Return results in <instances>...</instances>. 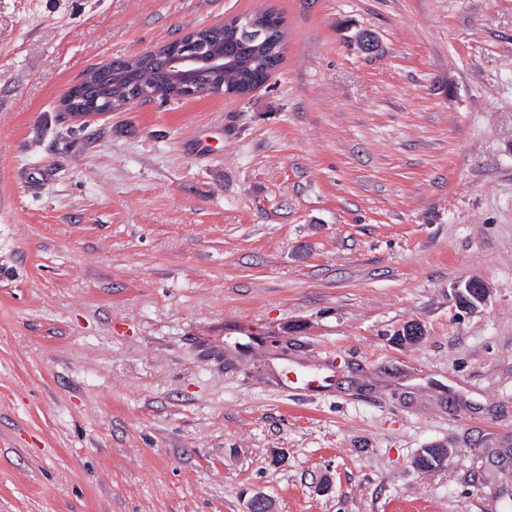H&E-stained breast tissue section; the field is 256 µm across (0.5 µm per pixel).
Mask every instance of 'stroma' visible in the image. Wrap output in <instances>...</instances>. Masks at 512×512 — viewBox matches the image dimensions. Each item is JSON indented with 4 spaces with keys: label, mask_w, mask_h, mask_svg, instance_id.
Here are the masks:
<instances>
[{
    "label": "stroma",
    "mask_w": 512,
    "mask_h": 512,
    "mask_svg": "<svg viewBox=\"0 0 512 512\" xmlns=\"http://www.w3.org/2000/svg\"><path fill=\"white\" fill-rule=\"evenodd\" d=\"M260 10L249 94L62 115ZM494 448L512 0H0V512H512ZM177 49L178 43L174 41L150 54H139L132 58L113 60L101 69L92 68L86 72L80 92L84 98L89 100L103 96L110 97L116 107L123 104L129 89L133 86L150 88L164 86L166 100L190 98L181 90L171 88V82L167 79L166 65ZM109 73H112V81L105 82L104 77ZM88 108L108 110L109 103L98 104L95 100L89 104Z\"/></svg>",
    "instance_id": "stroma-1"
}]
</instances>
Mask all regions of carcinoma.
Listing matches in <instances>:
<instances>
[{
  "mask_svg": "<svg viewBox=\"0 0 512 512\" xmlns=\"http://www.w3.org/2000/svg\"><path fill=\"white\" fill-rule=\"evenodd\" d=\"M195 37L212 52L224 56V68L202 79L201 94L214 88L251 92L263 85L283 59L284 31L281 19L272 12L251 15L241 22L231 20L221 26L201 29ZM178 43L146 55L114 60L101 69L92 68L82 80L80 92L89 100L109 97L119 107L133 86L164 88L165 98H188L171 87L166 65L177 51Z\"/></svg>",
  "mask_w": 512,
  "mask_h": 512,
  "instance_id": "carcinoma-1",
  "label": "carcinoma"
}]
</instances>
